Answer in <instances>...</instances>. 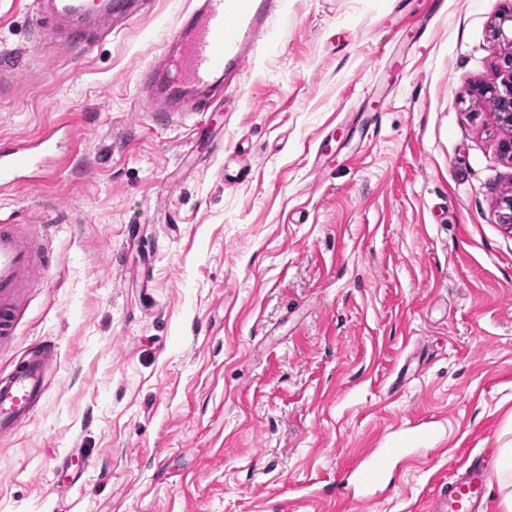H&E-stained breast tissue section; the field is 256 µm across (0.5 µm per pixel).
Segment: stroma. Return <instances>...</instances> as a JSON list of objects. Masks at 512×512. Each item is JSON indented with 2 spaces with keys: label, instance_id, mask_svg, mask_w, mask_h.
I'll return each mask as SVG.
<instances>
[{
  "label": "stroma",
  "instance_id": "35a3bbf8",
  "mask_svg": "<svg viewBox=\"0 0 512 512\" xmlns=\"http://www.w3.org/2000/svg\"><path fill=\"white\" fill-rule=\"evenodd\" d=\"M287 2L221 104L171 119L136 85L188 0L91 21L75 48L36 0H0V139L70 124L50 177L0 194L60 262L0 348V373L58 349L31 424L0 439V512H424L512 443V130L470 94L497 80L512 0H443L416 43L396 32L427 0ZM331 131L342 156L315 171ZM420 418L444 441L391 490L326 493ZM492 39L497 45H512V10L504 9L492 27Z\"/></svg>",
  "mask_w": 512,
  "mask_h": 512
}]
</instances>
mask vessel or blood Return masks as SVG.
Returning <instances> with one entry per match:
<instances>
[{
    "mask_svg": "<svg viewBox=\"0 0 512 512\" xmlns=\"http://www.w3.org/2000/svg\"><path fill=\"white\" fill-rule=\"evenodd\" d=\"M286 0H191L181 12L179 26L160 56L140 72L137 95L147 112H208L223 96L226 77L242 69L258 41L267 39L269 22L283 12ZM92 0H45L42 25L74 21L94 14ZM46 128L28 143L0 142V191L14 187L17 173L37 168L59 137ZM50 267L48 247L32 225L0 224V345L9 344L34 285L35 270ZM55 346L43 342L0 376V438L28 425L47 391L56 360ZM440 441L437 425L417 422L405 435L383 448H371L346 466L337 488L356 491L370 501L390 466L412 455L417 442ZM496 458L484 451L469 457L462 471L449 474L430 491L427 512H488L489 486Z\"/></svg>",
    "mask_w": 512,
    "mask_h": 512,
    "instance_id": "obj_1",
    "label": "vessel or blood"
}]
</instances>
